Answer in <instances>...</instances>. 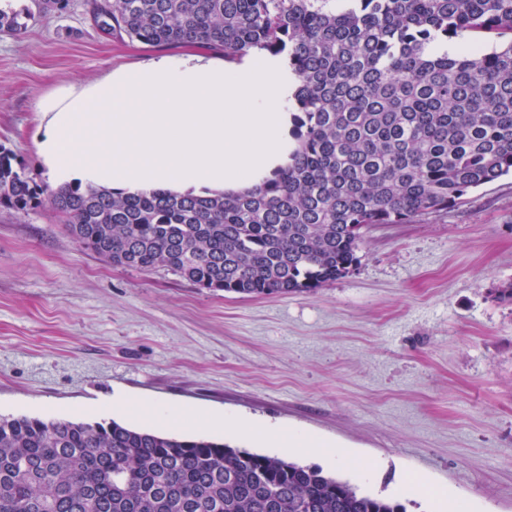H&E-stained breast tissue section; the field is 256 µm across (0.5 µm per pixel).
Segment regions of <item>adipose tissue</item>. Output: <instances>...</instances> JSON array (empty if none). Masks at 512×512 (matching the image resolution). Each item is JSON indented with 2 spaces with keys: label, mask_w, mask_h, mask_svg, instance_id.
I'll use <instances>...</instances> for the list:
<instances>
[{
  "label": "adipose tissue",
  "mask_w": 512,
  "mask_h": 512,
  "mask_svg": "<svg viewBox=\"0 0 512 512\" xmlns=\"http://www.w3.org/2000/svg\"><path fill=\"white\" fill-rule=\"evenodd\" d=\"M283 61L252 54L228 67L221 52L162 57L41 98L37 153L56 186L117 193L163 189L211 196L258 186L288 162L292 117ZM168 426L232 428L281 451L346 461L339 447L250 419L173 408Z\"/></svg>",
  "instance_id": "1"
}]
</instances>
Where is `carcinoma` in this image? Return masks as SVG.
I'll use <instances>...</instances> for the list:
<instances>
[{
    "instance_id": "cac0c4a2",
    "label": "carcinoma",
    "mask_w": 512,
    "mask_h": 512,
    "mask_svg": "<svg viewBox=\"0 0 512 512\" xmlns=\"http://www.w3.org/2000/svg\"><path fill=\"white\" fill-rule=\"evenodd\" d=\"M70 0H35L43 14ZM105 35L288 60L295 148L273 178L207 197L51 189L0 145V209L49 203L117 267L247 297L358 265L361 230L406 224L512 174V0H93ZM475 37L468 53L441 45ZM0 512H404L313 466L225 442L0 415Z\"/></svg>"
}]
</instances>
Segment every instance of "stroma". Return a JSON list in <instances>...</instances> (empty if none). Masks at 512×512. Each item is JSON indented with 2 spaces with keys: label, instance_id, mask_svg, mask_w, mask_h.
<instances>
[{
  "label": "stroma",
  "instance_id": "obj_1",
  "mask_svg": "<svg viewBox=\"0 0 512 512\" xmlns=\"http://www.w3.org/2000/svg\"><path fill=\"white\" fill-rule=\"evenodd\" d=\"M18 15L25 29L0 35V144L38 174L41 97L161 52L103 35L91 0L50 15L23 0ZM358 256L317 291L250 298L112 266L51 206L2 209L0 415L155 432L141 406L246 417L343 447V464L295 460L405 512H434L398 493L407 477L468 512H512V177L368 227Z\"/></svg>",
  "mask_w": 512,
  "mask_h": 512
}]
</instances>
